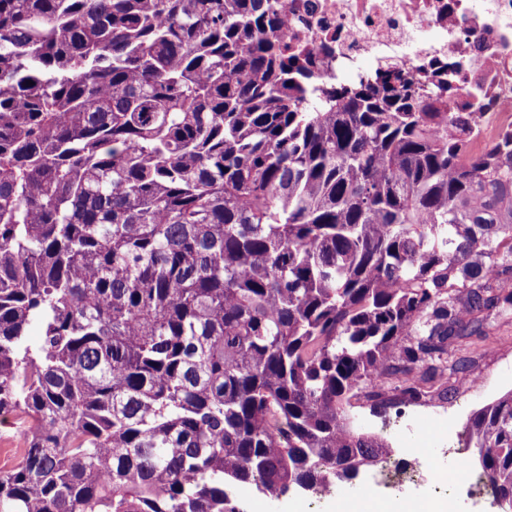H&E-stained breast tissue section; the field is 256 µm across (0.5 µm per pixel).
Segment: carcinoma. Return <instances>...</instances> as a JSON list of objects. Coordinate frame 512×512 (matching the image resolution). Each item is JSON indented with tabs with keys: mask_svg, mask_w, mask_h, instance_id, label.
Wrapping results in <instances>:
<instances>
[{
	"mask_svg": "<svg viewBox=\"0 0 512 512\" xmlns=\"http://www.w3.org/2000/svg\"><path fill=\"white\" fill-rule=\"evenodd\" d=\"M287 0H0V512H239L512 308V132L441 72L318 77ZM39 341L28 344L31 329ZM468 447L512 506V391Z\"/></svg>",
	"mask_w": 512,
	"mask_h": 512,
	"instance_id": "cac0c4a2",
	"label": "carcinoma"
}]
</instances>
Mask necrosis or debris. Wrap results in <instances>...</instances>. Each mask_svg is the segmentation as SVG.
<instances>
[{
	"label": "necrosis or debris",
	"instance_id": "4bbe7bcc",
	"mask_svg": "<svg viewBox=\"0 0 512 512\" xmlns=\"http://www.w3.org/2000/svg\"><path fill=\"white\" fill-rule=\"evenodd\" d=\"M289 51L331 44L324 69L370 74L421 69L437 59L466 65L449 79L462 88L480 83L494 97L484 129L512 130V0H288ZM445 512H499L484 478L461 459Z\"/></svg>",
	"mask_w": 512,
	"mask_h": 512
}]
</instances>
